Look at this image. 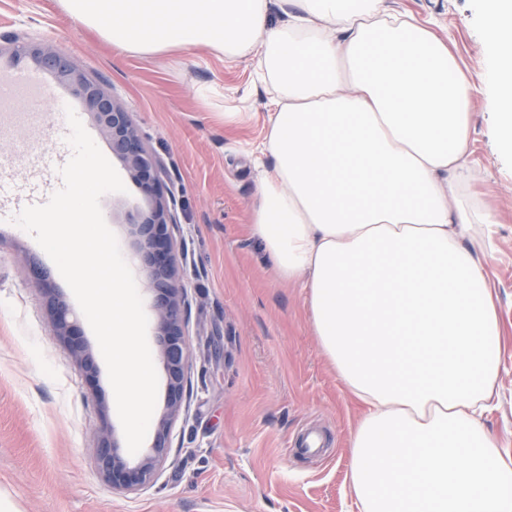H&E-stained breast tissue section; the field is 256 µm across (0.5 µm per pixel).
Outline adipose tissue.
<instances>
[{"mask_svg": "<svg viewBox=\"0 0 512 512\" xmlns=\"http://www.w3.org/2000/svg\"><path fill=\"white\" fill-rule=\"evenodd\" d=\"M122 53L255 60L277 89L248 230L307 292L361 406L359 512H512V450L485 427L504 330L494 218L470 192L472 90L448 44L389 0H60ZM491 107L512 148V0H487Z\"/></svg>", "mask_w": 512, "mask_h": 512, "instance_id": "ef3b65f1", "label": "adipose tissue"}]
</instances>
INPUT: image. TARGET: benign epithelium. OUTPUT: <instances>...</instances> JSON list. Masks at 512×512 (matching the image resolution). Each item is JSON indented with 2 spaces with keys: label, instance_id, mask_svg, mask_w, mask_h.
I'll return each instance as SVG.
<instances>
[{
  "label": "benign epithelium",
  "instance_id": "1",
  "mask_svg": "<svg viewBox=\"0 0 512 512\" xmlns=\"http://www.w3.org/2000/svg\"><path fill=\"white\" fill-rule=\"evenodd\" d=\"M32 54L39 66L75 88L100 131L111 140L113 155L122 162L134 181L143 183L146 190L154 195L150 216L135 217L130 224L137 236L135 250L144 273L145 287L154 297L156 330L166 373L165 408L151 448L135 464L122 458L107 436L103 438L100 457L103 476L112 487L135 490L153 481L164 461L171 429L184 405L189 351L183 319L184 288L174 253L175 202L159 189L158 163L146 149L140 129L123 105L81 73L53 45L46 43ZM53 320L57 334L65 340L69 351L87 370L94 371V358L78 340L77 325L70 320L69 310L63 305L56 306Z\"/></svg>",
  "mask_w": 512,
  "mask_h": 512
}]
</instances>
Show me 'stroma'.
Instances as JSON below:
<instances>
[{"label": "stroma", "mask_w": 512, "mask_h": 512, "mask_svg": "<svg viewBox=\"0 0 512 512\" xmlns=\"http://www.w3.org/2000/svg\"><path fill=\"white\" fill-rule=\"evenodd\" d=\"M486 0H394L432 22L473 89L471 179L495 216L490 262L506 333L487 421L512 446V151L490 106L494 64ZM46 42L130 112L175 201L177 261L187 295L190 359L185 406L154 480L135 491L102 476L104 433L127 453L96 337L56 265L33 237L0 219V512H357L345 476L348 438L361 410L313 335L306 291L280 282L247 233L258 148L273 95L250 59L209 51L119 53L84 31L58 0H0V76L34 72L44 92L0 112V209L45 203L62 186L72 151L56 121L69 102L104 155L112 146L82 98L15 48ZM234 121H225V113ZM127 191L101 199L108 226L133 254L129 216L150 198L128 172ZM48 285L35 282L31 267ZM64 303L97 369L87 372L55 335L51 300ZM311 427L317 456L287 448Z\"/></svg>", "instance_id": "1"}]
</instances>
